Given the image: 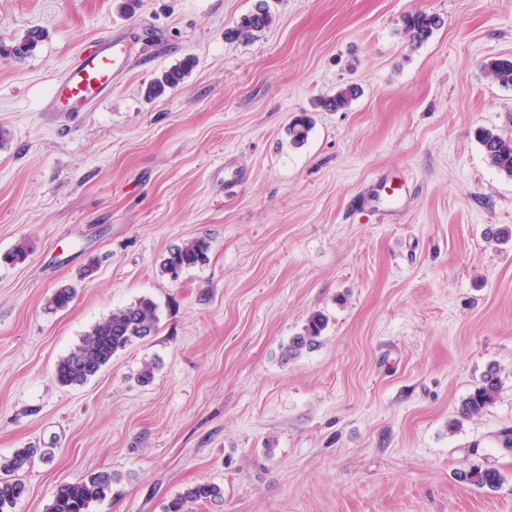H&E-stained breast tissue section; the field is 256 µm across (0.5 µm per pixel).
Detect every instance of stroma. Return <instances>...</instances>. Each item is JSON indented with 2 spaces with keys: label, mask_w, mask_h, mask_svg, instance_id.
I'll use <instances>...</instances> for the list:
<instances>
[{
  "label": "stroma",
  "mask_w": 512,
  "mask_h": 512,
  "mask_svg": "<svg viewBox=\"0 0 512 512\" xmlns=\"http://www.w3.org/2000/svg\"><path fill=\"white\" fill-rule=\"evenodd\" d=\"M122 2L0 0V41L44 31L0 55V457L50 452L11 512L102 470L90 512H163L202 481L224 497L187 512H512V239L489 236L512 228V178L473 135L512 136V88L483 69L512 55V0H267L272 26L237 40L257 0ZM416 12L442 19L420 44ZM109 32L131 49L111 95L42 111ZM189 55L183 84L147 98ZM345 84L348 109L317 107ZM194 238L206 261L162 274ZM65 286L73 303L48 311ZM143 297L156 334L59 385L58 360ZM316 312L318 346L284 360ZM491 366L496 401L462 416ZM476 465L499 487L460 479ZM39 29H29L24 36L15 40L11 45L0 43V54L12 55L15 58H24L32 53L42 40Z\"/></svg>",
  "instance_id": "1"
}]
</instances>
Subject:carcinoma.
Instances as JSON below:
<instances>
[{"mask_svg":"<svg viewBox=\"0 0 512 512\" xmlns=\"http://www.w3.org/2000/svg\"><path fill=\"white\" fill-rule=\"evenodd\" d=\"M273 16L265 0H258L254 10L241 17L231 35L249 37L271 26ZM405 31L415 43L429 39L434 30L441 26L436 15L417 12L406 18ZM42 40V32L29 29L24 36L12 44L0 43V54L24 58L32 53ZM195 67V59L187 57L179 64L163 71L155 77L148 89L154 98L164 96L177 88ZM487 75L503 87H512V56H500L484 65ZM359 95L353 84L339 88L332 96L323 97L318 106L328 111L348 108ZM311 130L310 119L305 113L294 117L289 135L293 144L299 146L307 140ZM475 138L483 150L489 164L500 173L512 178V138L505 137L498 130L479 127ZM208 243L197 238L170 251L161 263L162 271L175 279L185 269L195 267L206 260ZM74 296L70 288L57 289L47 301V308L59 311L67 308ZM157 305L149 298H140L128 305L119 307L98 322L90 332L63 356L55 368V378L63 386H81L112 365L119 352L136 342L145 340L158 330ZM328 319L322 313L313 314L303 333L292 337L284 351L285 359L296 358L319 344V338L327 328ZM499 372L493 366L482 375L478 386L463 401L461 413L467 417L480 414L492 405L500 391ZM44 448H18L9 457L0 458V512H7L27 492L25 483L18 473L29 467L36 456H46ZM460 478L480 488L493 489L502 481L501 473L494 468L475 467L461 473ZM114 476L108 471L90 473L75 481L58 487L46 512H90V507L106 499L112 491ZM224 497V488L203 481L187 487L171 498L165 505V512H186L190 502H212Z\"/></svg>","mask_w":512,"mask_h":512,"instance_id":"cac0c4a2","label":"carcinoma"}]
</instances>
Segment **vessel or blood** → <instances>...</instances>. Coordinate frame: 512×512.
Returning a JSON list of instances; mask_svg holds the SVG:
<instances>
[{
    "mask_svg": "<svg viewBox=\"0 0 512 512\" xmlns=\"http://www.w3.org/2000/svg\"><path fill=\"white\" fill-rule=\"evenodd\" d=\"M129 44L119 35L102 37L96 47L73 58L54 80L43 109L57 114L89 111L106 98L126 69Z\"/></svg>",
    "mask_w": 512,
    "mask_h": 512,
    "instance_id": "obj_1",
    "label": "vessel or blood"
}]
</instances>
